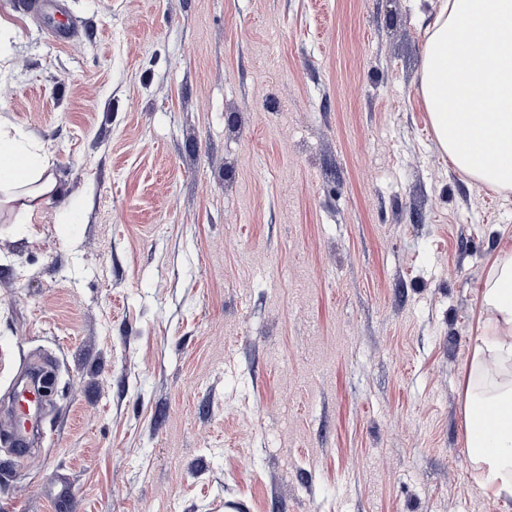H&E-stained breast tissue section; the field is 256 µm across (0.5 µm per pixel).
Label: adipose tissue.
<instances>
[{
    "instance_id": "1",
    "label": "adipose tissue",
    "mask_w": 512,
    "mask_h": 512,
    "mask_svg": "<svg viewBox=\"0 0 512 512\" xmlns=\"http://www.w3.org/2000/svg\"><path fill=\"white\" fill-rule=\"evenodd\" d=\"M422 95L441 150L475 183L512 189V0H443L425 44ZM49 159L18 128L0 126V194L29 211L57 184ZM466 408L491 410L468 454L481 487L512 497V251L483 285Z\"/></svg>"
}]
</instances>
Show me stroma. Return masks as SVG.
Returning a JSON list of instances; mask_svg holds the SVG:
<instances>
[{
  "label": "stroma",
  "mask_w": 512,
  "mask_h": 512,
  "mask_svg": "<svg viewBox=\"0 0 512 512\" xmlns=\"http://www.w3.org/2000/svg\"><path fill=\"white\" fill-rule=\"evenodd\" d=\"M440 6L0 0V119L58 182L0 207V424L55 376L0 512H512L463 413L512 191L435 140Z\"/></svg>",
  "instance_id": "obj_1"
}]
</instances>
